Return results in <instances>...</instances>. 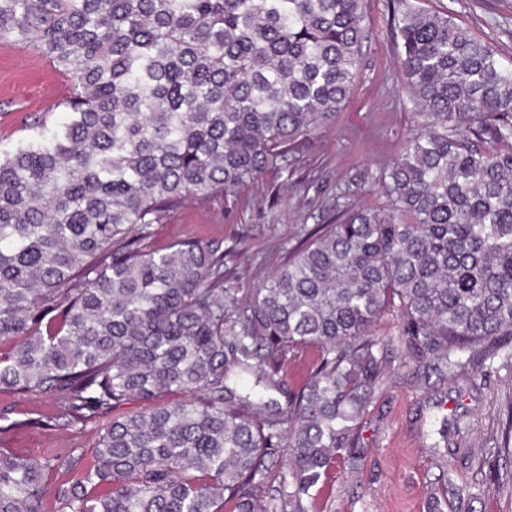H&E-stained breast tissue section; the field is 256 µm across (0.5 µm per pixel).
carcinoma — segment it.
<instances>
[{
	"label": "carcinoma",
	"mask_w": 512,
	"mask_h": 512,
	"mask_svg": "<svg viewBox=\"0 0 512 512\" xmlns=\"http://www.w3.org/2000/svg\"><path fill=\"white\" fill-rule=\"evenodd\" d=\"M365 3L0 0V43L71 79L69 122L38 120L0 157V389L49 393L70 423L141 402L103 425L90 467L0 452V512H45L56 469L73 473L57 512H260L277 456L291 470L272 512H315L393 357L443 381L488 361L512 379V58L449 11L400 0L394 17L423 124L375 179L389 208L336 202L244 300L221 243H145L332 125L359 81ZM481 448L512 457V411Z\"/></svg>",
	"instance_id": "1"
}]
</instances>
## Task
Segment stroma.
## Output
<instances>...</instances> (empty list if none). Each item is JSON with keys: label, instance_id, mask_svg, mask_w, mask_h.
<instances>
[{"label": "stroma", "instance_id": "35a3bbf8", "mask_svg": "<svg viewBox=\"0 0 512 512\" xmlns=\"http://www.w3.org/2000/svg\"><path fill=\"white\" fill-rule=\"evenodd\" d=\"M429 10H450L457 23L499 53L512 56V0H416ZM397 0H367L371 38L359 84L335 123L296 143L288 167L272 170L231 196L193 199L149 228L147 245L166 252L184 238L220 241L224 286L246 296L280 267L307 230L333 221L336 200L351 209L386 208L372 179L416 133L420 119L396 84L398 45L391 29ZM70 86L45 56L17 44H0V152L35 134L34 121H66L60 103ZM396 376L378 391L362 429L360 448L322 489L319 512H424L443 479L439 430L464 414L470 425L461 447L488 439L500 409L512 402V385L495 366L468 379L439 381L415 359H395ZM58 400L0 390V451L35 457L84 449V465L102 430V419L64 425ZM478 463L457 458L449 504L465 512H512V462H500L501 480L477 477Z\"/></svg>", "mask_w": 512, "mask_h": 512}]
</instances>
